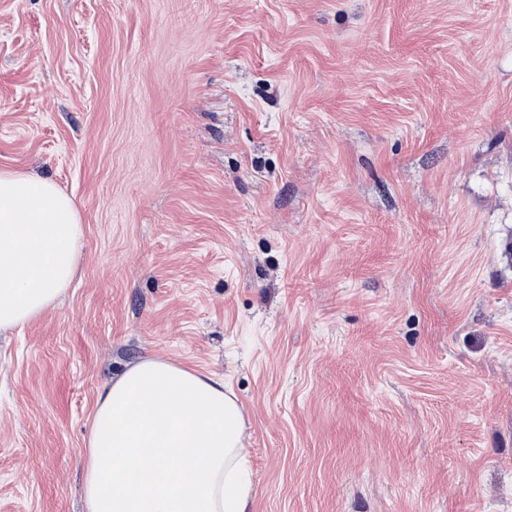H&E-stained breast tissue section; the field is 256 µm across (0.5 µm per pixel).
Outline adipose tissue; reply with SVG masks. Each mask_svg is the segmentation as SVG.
Listing matches in <instances>:
<instances>
[{
  "label": "adipose tissue",
  "instance_id": "1",
  "mask_svg": "<svg viewBox=\"0 0 512 512\" xmlns=\"http://www.w3.org/2000/svg\"><path fill=\"white\" fill-rule=\"evenodd\" d=\"M83 237L49 178L0 171V329L69 287ZM246 425L222 379L145 359L98 394L83 461L84 512H248Z\"/></svg>",
  "mask_w": 512,
  "mask_h": 512
}]
</instances>
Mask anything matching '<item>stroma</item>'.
Instances as JSON below:
<instances>
[{
  "instance_id": "1",
  "label": "stroma",
  "mask_w": 512,
  "mask_h": 512,
  "mask_svg": "<svg viewBox=\"0 0 512 512\" xmlns=\"http://www.w3.org/2000/svg\"><path fill=\"white\" fill-rule=\"evenodd\" d=\"M0 170L83 224L0 512H82L150 356L237 397L250 512H512V0H0Z\"/></svg>"
}]
</instances>
